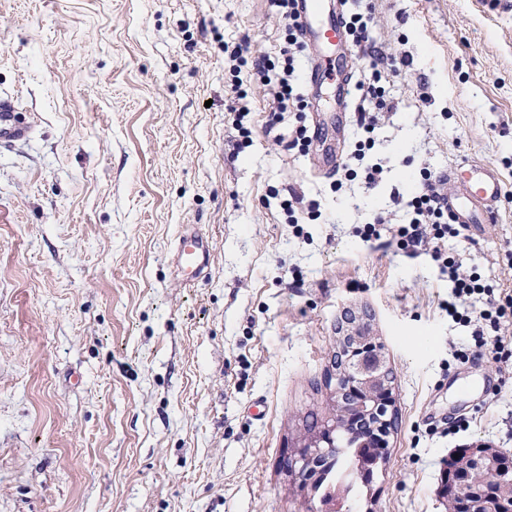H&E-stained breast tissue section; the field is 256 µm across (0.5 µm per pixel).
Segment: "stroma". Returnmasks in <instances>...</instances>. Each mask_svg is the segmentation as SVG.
I'll return each mask as SVG.
<instances>
[{"mask_svg": "<svg viewBox=\"0 0 512 512\" xmlns=\"http://www.w3.org/2000/svg\"><path fill=\"white\" fill-rule=\"evenodd\" d=\"M345 10L373 16L392 105L350 180L293 148L308 111L231 69L236 53L281 65L271 0H0V98L32 125L0 148V512H318L284 461L329 409L349 310L386 347L398 413L351 512H448L455 449L512 453V366L454 361L472 340L437 263L360 234L406 222L423 172L487 164L493 220L447 249L512 293V9ZM305 98L351 154L356 109L337 115L327 83ZM190 224L210 245L192 281L173 262Z\"/></svg>", "mask_w": 512, "mask_h": 512, "instance_id": "35a3bbf8", "label": "stroma"}]
</instances>
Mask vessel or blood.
Masks as SVG:
<instances>
[{
  "label": "vessel or blood",
  "mask_w": 512,
  "mask_h": 512,
  "mask_svg": "<svg viewBox=\"0 0 512 512\" xmlns=\"http://www.w3.org/2000/svg\"><path fill=\"white\" fill-rule=\"evenodd\" d=\"M299 22L315 56L309 71L313 83L334 81L341 100L350 98L354 51L344 28L342 6L326 10L323 0H298ZM32 132L29 122L8 99L0 100V143L11 145L27 140ZM435 187L441 203L458 224L471 227L489 223L495 205L503 196L502 179L495 168L473 161L459 162L440 173ZM208 257L204 237L196 229L184 231L174 251V264L183 276L196 278L206 267Z\"/></svg>",
  "instance_id": "1"
}]
</instances>
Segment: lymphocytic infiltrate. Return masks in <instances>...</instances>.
<instances>
[{"label": "lymphocytic infiltrate", "mask_w": 512, "mask_h": 512, "mask_svg": "<svg viewBox=\"0 0 512 512\" xmlns=\"http://www.w3.org/2000/svg\"><path fill=\"white\" fill-rule=\"evenodd\" d=\"M273 4L286 21L287 46L284 50L285 64L281 72L270 77L269 82L275 100L284 108L288 104L303 101L296 61L305 52L306 46L296 21L295 0H273ZM380 79L381 72L376 69L357 83L361 101L368 104L367 109L362 110L359 120L364 138L357 142L353 153L359 161H364L367 150L373 147L372 134L379 113L390 108ZM408 207V222L396 225L392 237L398 249L406 252L428 245L433 260L438 262L441 272L447 275L452 288V298L447 304L448 315L457 324L470 328L473 340L472 346L455 351V360L461 364L470 363L490 351L498 361L512 362V295L495 292L493 286L487 284L479 274L464 271L462 256L446 250L448 238L458 236L459 229L448 212L440 206L430 173H423ZM474 296L485 300L484 309L475 317L461 307L462 301Z\"/></svg>", "instance_id": "f902f5d3"}]
</instances>
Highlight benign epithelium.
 I'll use <instances>...</instances> for the list:
<instances>
[{
	"label": "benign epithelium",
	"instance_id": "1",
	"mask_svg": "<svg viewBox=\"0 0 512 512\" xmlns=\"http://www.w3.org/2000/svg\"><path fill=\"white\" fill-rule=\"evenodd\" d=\"M345 334L336 366L341 369V386L336 391L329 416L317 424L288 459V473L301 483L315 477L317 466L332 454L336 437L349 424L364 429L362 446L384 450L394 424L396 404L392 389V372L387 364L385 347L363 326L357 317L345 319ZM375 462L359 457L353 462L355 477L368 483L374 477ZM512 479V459L487 470L483 485H495Z\"/></svg>",
	"mask_w": 512,
	"mask_h": 512
}]
</instances>
